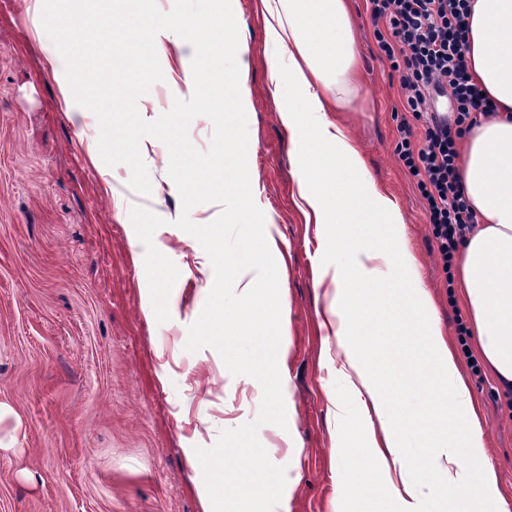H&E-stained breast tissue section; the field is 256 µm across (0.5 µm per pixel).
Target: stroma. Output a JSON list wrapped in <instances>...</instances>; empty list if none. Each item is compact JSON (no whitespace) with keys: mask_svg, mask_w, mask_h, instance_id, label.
Listing matches in <instances>:
<instances>
[{"mask_svg":"<svg viewBox=\"0 0 512 512\" xmlns=\"http://www.w3.org/2000/svg\"><path fill=\"white\" fill-rule=\"evenodd\" d=\"M248 64L244 108L253 198L278 247L280 295L288 302L286 357L278 366L287 428L267 424L258 438L273 464L293 457L283 496L290 512H398L366 447L368 425L343 393L336 341L322 322L328 299L316 281L336 262L337 239L383 244L377 224H340L328 207L322 225L295 204L298 159L274 96L261 20L253 0H233ZM359 24L363 88L340 118L382 191L401 207L419 258L421 285L448 332L466 310L449 301L445 275L415 180L399 161L402 111L398 74L381 57L368 0H352ZM42 0H0V403L20 428L0 425V512H202L196 448L254 420L262 388L232 375L210 346L185 349L214 282L199 242L176 227L182 213L168 173L166 145L145 137L152 189L129 184L128 165L91 160L100 124L73 113L64 69H52L53 43L40 31ZM397 270L383 266L382 289L359 278L347 294L362 312L351 324L370 364L388 360L404 328L392 310ZM488 454L500 474L496 512H512V402L489 372L467 374ZM347 450L336 459L337 447ZM364 484L369 502L339 492Z\"/></svg>","mask_w":512,"mask_h":512,"instance_id":"obj_1","label":"stroma"}]
</instances>
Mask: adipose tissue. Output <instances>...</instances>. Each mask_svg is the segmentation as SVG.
Returning a JSON list of instances; mask_svg holds the SVG:
<instances>
[{"mask_svg":"<svg viewBox=\"0 0 512 512\" xmlns=\"http://www.w3.org/2000/svg\"><path fill=\"white\" fill-rule=\"evenodd\" d=\"M265 40L274 93L284 103L281 119L300 155L298 208L321 223L323 168L313 160L304 127L313 113L320 143L336 159V221L384 224L390 246L351 240L349 253L391 260L400 272L403 298L395 309L408 324L394 343L392 361L412 370L409 413L391 411L384 390L372 382L366 361L348 350L355 314L344 282L353 271L337 263L330 277L329 327L336 339L345 394L379 427L368 438L369 454L387 481L400 512H424L423 484L448 500V512H465L472 489L501 500L499 476L486 448L475 406L459 370L456 351L431 320L433 300L419 284V260L409 247L397 201L380 190L355 142L332 113L346 111L360 83L357 33L351 0H254ZM468 60L474 82L495 110L478 118L459 141L460 188L477 224L458 253V299L468 313L476 351L507 391H512V0H472Z\"/></svg>","mask_w":512,"mask_h":512,"instance_id":"obj_1","label":"adipose tissue"}]
</instances>
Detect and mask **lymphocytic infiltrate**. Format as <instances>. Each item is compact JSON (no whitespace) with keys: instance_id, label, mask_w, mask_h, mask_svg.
Instances as JSON below:
<instances>
[{"instance_id":"1","label":"lymphocytic infiltrate","mask_w":512,"mask_h":512,"mask_svg":"<svg viewBox=\"0 0 512 512\" xmlns=\"http://www.w3.org/2000/svg\"><path fill=\"white\" fill-rule=\"evenodd\" d=\"M369 2L378 46L398 72L405 92L403 108L425 122V138L419 145L412 143L409 125L400 127L396 154L415 173L442 269L448 273L460 239L475 222L458 183L456 141L473 113L492 109L469 72L471 0ZM436 93L449 95L456 114L454 122L431 112Z\"/></svg>"}]
</instances>
